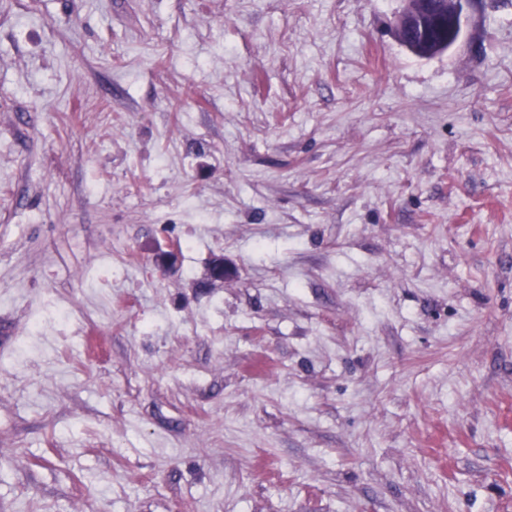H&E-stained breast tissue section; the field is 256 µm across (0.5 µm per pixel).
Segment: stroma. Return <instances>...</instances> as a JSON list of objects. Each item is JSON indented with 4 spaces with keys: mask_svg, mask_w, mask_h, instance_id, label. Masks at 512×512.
I'll list each match as a JSON object with an SVG mask.
<instances>
[{
    "mask_svg": "<svg viewBox=\"0 0 512 512\" xmlns=\"http://www.w3.org/2000/svg\"><path fill=\"white\" fill-rule=\"evenodd\" d=\"M404 6L0 0V512H512V0ZM420 0H408L407 9L399 16L396 24V33L401 43L408 49L413 40V30L417 31L418 34L424 33L425 27L420 25L417 27L415 18L418 16ZM473 2V0H448L447 17L444 14V26L448 27V43H450L448 50L457 44L464 28L468 26L469 12ZM456 31H459V36L451 42Z\"/></svg>",
    "mask_w": 512,
    "mask_h": 512,
    "instance_id": "obj_1",
    "label": "stroma"
}]
</instances>
